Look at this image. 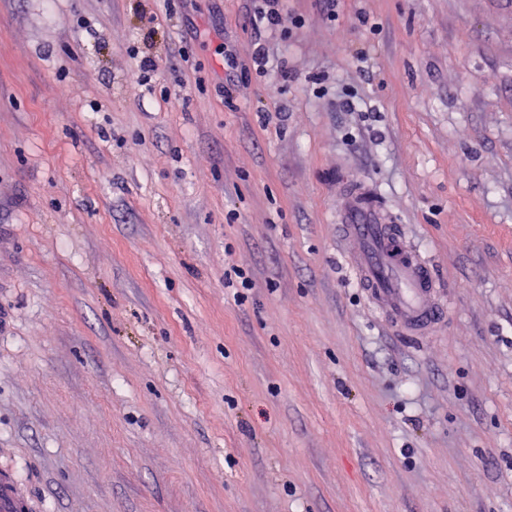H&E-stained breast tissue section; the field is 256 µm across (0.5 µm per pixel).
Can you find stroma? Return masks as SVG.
<instances>
[{
    "label": "stroma",
    "mask_w": 512,
    "mask_h": 512,
    "mask_svg": "<svg viewBox=\"0 0 512 512\" xmlns=\"http://www.w3.org/2000/svg\"><path fill=\"white\" fill-rule=\"evenodd\" d=\"M286 6L288 36L251 0H0L24 512H512V0ZM342 180L429 267V335L360 285Z\"/></svg>",
    "instance_id": "1"
}]
</instances>
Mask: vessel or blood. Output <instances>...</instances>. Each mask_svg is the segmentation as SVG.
<instances>
[{
  "label": "vessel or blood",
  "instance_id": "vessel-or-blood-1",
  "mask_svg": "<svg viewBox=\"0 0 512 512\" xmlns=\"http://www.w3.org/2000/svg\"><path fill=\"white\" fill-rule=\"evenodd\" d=\"M340 226L355 250L359 280L390 322L411 336L429 334L445 312L426 264L403 240L385 208L364 187H347Z\"/></svg>",
  "mask_w": 512,
  "mask_h": 512
}]
</instances>
